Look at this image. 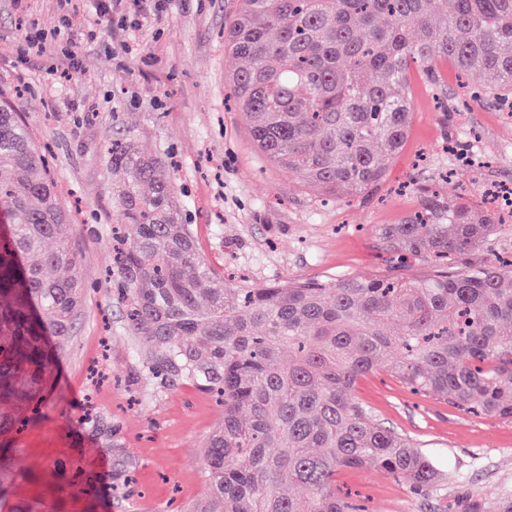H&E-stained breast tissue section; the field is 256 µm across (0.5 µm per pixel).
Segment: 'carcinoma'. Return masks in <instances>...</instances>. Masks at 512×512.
Wrapping results in <instances>:
<instances>
[{
	"mask_svg": "<svg viewBox=\"0 0 512 512\" xmlns=\"http://www.w3.org/2000/svg\"><path fill=\"white\" fill-rule=\"evenodd\" d=\"M224 48L257 149L333 196L383 180L412 112L409 69L441 88L455 65L464 102L482 91L512 102V0H239ZM113 194L132 238L112 246L117 299L149 347L144 371L217 398L224 411L202 454L204 498L193 512H361L341 470L371 467L441 492L445 477L419 444L356 401L364 376L388 372L456 408L512 417V262L455 259L505 220L478 193L415 191L422 208L379 230L400 266L368 277L231 287L204 265L158 157L135 143L107 147ZM50 157L11 105H0V401L38 412L85 295L76 244L58 239L67 212ZM53 247H47L50 240ZM298 487L296 496L289 488ZM456 512H512V494L458 497Z\"/></svg>",
	"mask_w": 512,
	"mask_h": 512,
	"instance_id": "obj_1",
	"label": "carcinoma"
}]
</instances>
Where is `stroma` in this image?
<instances>
[{
    "label": "stroma",
    "instance_id": "35a3bbf8",
    "mask_svg": "<svg viewBox=\"0 0 512 512\" xmlns=\"http://www.w3.org/2000/svg\"><path fill=\"white\" fill-rule=\"evenodd\" d=\"M158 14L126 8L101 15L98 0H0V92L37 141L48 146L51 176L79 244L85 303L39 417L0 436V512H164L203 495L201 446L222 418L210 394L163 387L142 362L106 273L112 229L121 224L117 179L105 147L134 142L161 157L201 255L234 280L256 284L369 276L390 266L379 239L421 205L401 184L449 173L446 197L485 184L512 186V117L490 104L463 108L453 70L448 107L414 79L412 120L403 149L373 192L324 202L295 172L272 165L231 111L224 26L236 0H165ZM46 51L24 54L26 37ZM81 66L63 72L69 50ZM478 154L463 163L458 153ZM377 423L420 443L447 480L431 499L407 483L363 468L338 474L366 512H444L464 492L512 490V419L475 416L443 397L417 394L384 372L356 390ZM88 478L89 492L68 486Z\"/></svg>",
    "mask_w": 512,
    "mask_h": 512
}]
</instances>
